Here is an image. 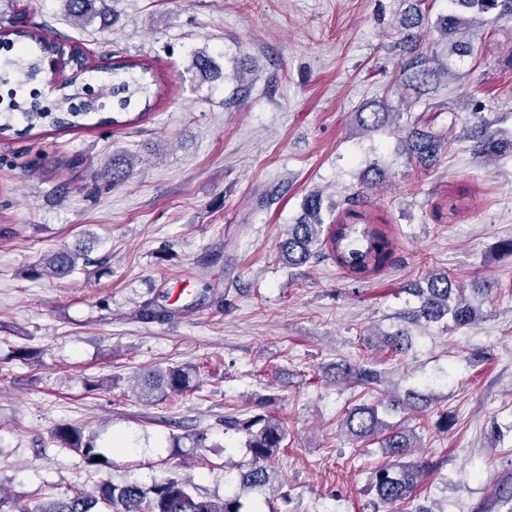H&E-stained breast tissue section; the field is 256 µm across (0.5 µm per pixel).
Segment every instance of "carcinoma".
<instances>
[{
  "label": "carcinoma",
  "instance_id": "1",
  "mask_svg": "<svg viewBox=\"0 0 512 512\" xmlns=\"http://www.w3.org/2000/svg\"><path fill=\"white\" fill-rule=\"evenodd\" d=\"M449 2L453 8L440 17L438 25L442 36L448 39L450 56L475 55V35L464 17L466 11L512 16V0ZM62 5L65 14L76 23L85 24L96 17L107 18V0H62ZM399 27L407 31L405 42L412 45V56L402 64L400 77L406 87L426 88L438 79L439 71L431 66L432 59L417 47L420 34L413 31L416 23L404 17L399 21ZM18 36L33 42L40 55L30 59L23 52L12 61L17 72L27 81L17 82L0 97L1 135L14 130L13 117L16 114L21 115L26 123L27 132L44 126L67 129L82 126L81 119L104 109L109 103L112 104V112L127 113L140 100H145L148 107L150 98L159 96V91L152 89V84L131 73L134 64L125 63L112 67V75L116 76L112 84L97 88L91 84L78 85L72 92H63L54 102L47 104L41 91L30 87V81L41 72L43 62L57 50V45L37 31H21ZM192 68L209 80L222 76L211 56L204 51L193 56ZM470 115L476 119L471 128L475 154L491 157L512 152V140L500 138L492 124L480 115L478 107H473ZM391 116L392 113L383 105L374 109L368 103L355 113V122L364 132L374 133L387 127ZM403 143L409 158L420 166L429 168L436 164L441 143L433 133L413 125L406 129ZM322 209L320 192H312L305 197L303 215L288 226L287 238L281 245L288 265L302 266L316 254L326 253L337 265L359 278L387 262L391 241L381 227L350 210L337 223L326 226L321 218ZM80 260L85 264L92 263L86 250L58 248L28 267L24 276L39 279L46 275L65 280L77 270ZM425 282L426 287L412 289L420 300V306L412 313L413 319L428 322L449 316L457 327L467 326L477 319V310L470 305L464 289L455 284L449 272L433 273L425 278ZM336 380L372 389L380 382V372L363 364H338ZM196 381L197 370L192 365L153 369L144 374L140 395L148 402L161 401L168 396L191 391ZM224 427L247 436V448L252 456L249 467L238 472L236 490L230 495L212 498L201 492L192 480L170 475L149 486L137 481L120 486L103 482L94 495L77 493L18 512H242L243 495L282 489L274 464L288 432L283 421L269 412L255 413L243 419L226 416ZM342 428L356 442L362 440L379 445L384 461L368 477V489L374 493L377 506L413 501L422 478L441 469L445 463L443 459H409L411 448L415 447V435L402 425L390 424L381 418L375 404L353 406L346 413ZM51 440L57 447L77 453L88 467L102 470L112 466L110 457L101 451L98 435L83 427L57 424L51 431ZM96 456L103 457V460H94Z\"/></svg>",
  "mask_w": 512,
  "mask_h": 512
}]
</instances>
